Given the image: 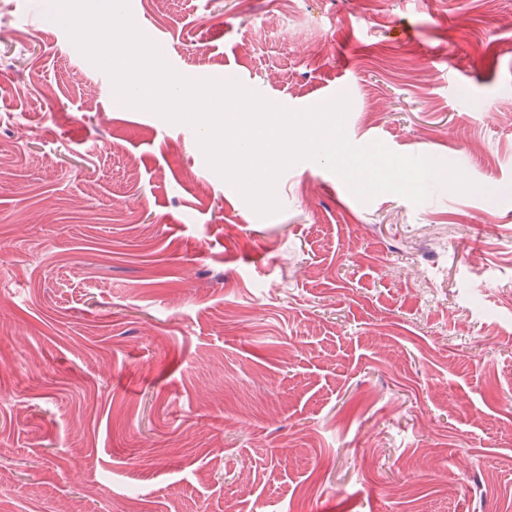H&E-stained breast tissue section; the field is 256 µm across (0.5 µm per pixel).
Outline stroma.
Wrapping results in <instances>:
<instances>
[{
  "mask_svg": "<svg viewBox=\"0 0 512 512\" xmlns=\"http://www.w3.org/2000/svg\"><path fill=\"white\" fill-rule=\"evenodd\" d=\"M180 73L487 195L261 219L194 130L0 0V512H512V0H135Z\"/></svg>",
  "mask_w": 512,
  "mask_h": 512,
  "instance_id": "stroma-1",
  "label": "stroma"
}]
</instances>
